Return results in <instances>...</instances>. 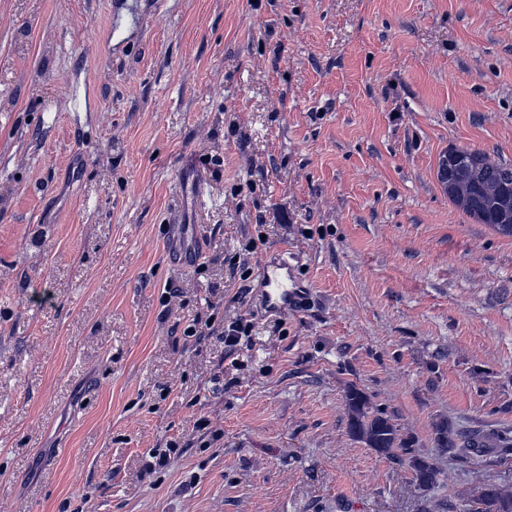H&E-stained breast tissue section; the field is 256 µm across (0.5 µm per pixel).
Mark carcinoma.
Returning <instances> with one entry per match:
<instances>
[{
    "label": "carcinoma",
    "instance_id": "cac0c4a2",
    "mask_svg": "<svg viewBox=\"0 0 512 512\" xmlns=\"http://www.w3.org/2000/svg\"><path fill=\"white\" fill-rule=\"evenodd\" d=\"M470 173L453 184L438 176L448 190V200L463 214L480 224H488L505 236H512V214L499 217L498 201L503 192L512 195V165L492 159L478 151L474 158L466 156ZM349 435L364 442L381 455L407 464L410 481L419 492H427L441 484V470L432 462L412 454L408 441L399 433L398 426L367 395L354 386L345 393ZM437 448L452 458L467 459L489 446L506 455L512 451V440L501 435L475 431L464 434L449 424L435 427ZM469 512H512V487L486 480L481 494L472 500Z\"/></svg>",
    "mask_w": 512,
    "mask_h": 512
}]
</instances>
